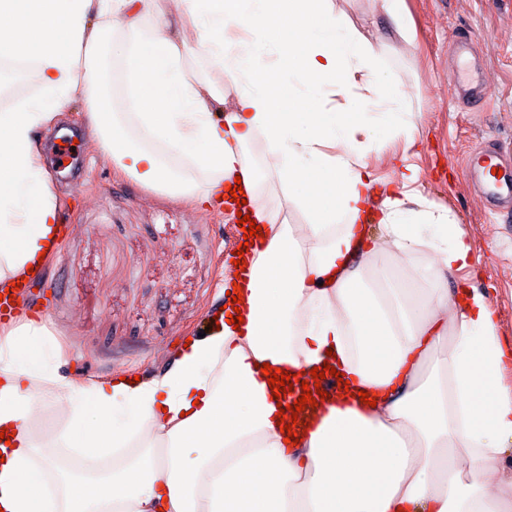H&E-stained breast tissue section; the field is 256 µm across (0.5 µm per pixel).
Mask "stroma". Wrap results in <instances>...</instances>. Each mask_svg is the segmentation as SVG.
Segmentation results:
<instances>
[{
  "instance_id": "1",
  "label": "stroma",
  "mask_w": 512,
  "mask_h": 512,
  "mask_svg": "<svg viewBox=\"0 0 512 512\" xmlns=\"http://www.w3.org/2000/svg\"><path fill=\"white\" fill-rule=\"evenodd\" d=\"M374 43L388 79L404 84L419 137L408 161L418 193L452 210L477 261L470 279L488 294L498 330L512 338V223H504L467 174L468 154L512 141V0H408L406 42L371 0H333ZM469 38L490 96L467 110L449 84L453 38ZM65 129L89 144L84 105L73 99L43 143L53 157ZM49 170L69 228L40 274L29 317H45L76 380L150 375L224 304L238 226L223 208L200 210L117 175L99 151L73 170Z\"/></svg>"
}]
</instances>
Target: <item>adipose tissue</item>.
<instances>
[{"label":"adipose tissue","mask_w":512,"mask_h":512,"mask_svg":"<svg viewBox=\"0 0 512 512\" xmlns=\"http://www.w3.org/2000/svg\"><path fill=\"white\" fill-rule=\"evenodd\" d=\"M106 42L122 66L108 90L93 64ZM189 55L227 75L233 100ZM0 57L42 88L0 111V281L42 272L55 249L62 208L42 133L77 95L114 171L195 207L241 184L263 232L236 279L240 328L218 311L151 378L82 383L60 373L45 319L0 330V429L13 434L0 439V512H506L512 343L458 278L474 253L455 216L410 191L417 169L374 177L379 128L410 139L416 122L332 0H0ZM271 192L305 223H285ZM264 363L334 366L350 393L286 443ZM49 404L66 424L48 449L37 422ZM121 450L110 472L73 466Z\"/></svg>","instance_id":"obj_1"}]
</instances>
